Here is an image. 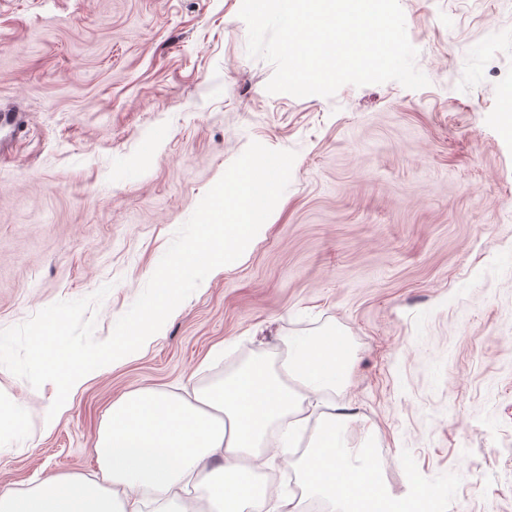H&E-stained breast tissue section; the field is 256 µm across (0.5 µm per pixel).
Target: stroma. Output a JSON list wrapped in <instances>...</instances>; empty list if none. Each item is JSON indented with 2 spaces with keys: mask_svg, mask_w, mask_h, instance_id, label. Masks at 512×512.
<instances>
[{
  "mask_svg": "<svg viewBox=\"0 0 512 512\" xmlns=\"http://www.w3.org/2000/svg\"><path fill=\"white\" fill-rule=\"evenodd\" d=\"M427 87L266 90L242 0H0V104L29 114L0 162V329L112 289L107 339L176 229L250 142L297 154L289 186L231 268L214 269L140 350L73 387L0 366V489L94 473L113 400L182 397L275 359L294 336H342L345 388L322 395L375 435L371 458L433 512H512V0H399ZM294 464L264 487L300 512L330 498Z\"/></svg>",
  "mask_w": 512,
  "mask_h": 512,
  "instance_id": "stroma-1",
  "label": "stroma"
}]
</instances>
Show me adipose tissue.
<instances>
[{"label":"adipose tissue","mask_w":512,"mask_h":512,"mask_svg":"<svg viewBox=\"0 0 512 512\" xmlns=\"http://www.w3.org/2000/svg\"><path fill=\"white\" fill-rule=\"evenodd\" d=\"M340 336H315L289 346L280 363L253 360L224 384L185 399L137 387L114 400L94 445V477L60 474L32 492H0V512H142L145 496L177 502L180 512H298L293 499L264 492L256 472L268 459L290 464V448L264 455L267 429L312 405L322 391L344 387L351 360ZM352 419L328 414L303 460L302 477L314 492L331 495L336 512H425L424 491L399 499L376 468L348 464L341 450ZM216 467L219 488L193 495L188 486Z\"/></svg>","instance_id":"adipose-tissue-1"}]
</instances>
